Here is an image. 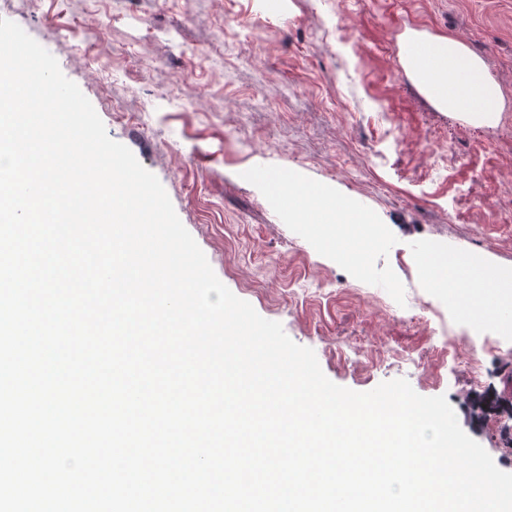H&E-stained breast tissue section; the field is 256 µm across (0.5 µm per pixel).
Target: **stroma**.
<instances>
[{
	"instance_id": "35a3bbf8",
	"label": "stroma",
	"mask_w": 512,
	"mask_h": 512,
	"mask_svg": "<svg viewBox=\"0 0 512 512\" xmlns=\"http://www.w3.org/2000/svg\"><path fill=\"white\" fill-rule=\"evenodd\" d=\"M0 0L57 59L166 190L220 281L312 348L334 383L404 378L446 396L463 431L512 473L490 433L512 412V368L488 355L481 385L438 364L430 329L372 302L376 277L430 299L416 245L512 275V0ZM104 15L87 30L82 18ZM225 29L215 38L217 29ZM454 35L501 87L497 126L436 109L406 74L410 33ZM207 98L191 103L195 92ZM319 184L384 239L369 270L274 212L273 177ZM490 396L492 408L475 400Z\"/></svg>"
}]
</instances>
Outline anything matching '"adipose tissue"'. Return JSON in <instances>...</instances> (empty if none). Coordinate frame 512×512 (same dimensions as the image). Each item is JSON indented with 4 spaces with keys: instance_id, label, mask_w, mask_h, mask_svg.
Here are the masks:
<instances>
[{
    "instance_id": "1",
    "label": "adipose tissue",
    "mask_w": 512,
    "mask_h": 512,
    "mask_svg": "<svg viewBox=\"0 0 512 512\" xmlns=\"http://www.w3.org/2000/svg\"><path fill=\"white\" fill-rule=\"evenodd\" d=\"M435 48L439 62L425 72H413L414 81L432 92L436 107L444 112L460 113L476 126L495 125L504 109L497 82L488 78L483 59L455 36L409 34L402 43L403 58H410L417 46Z\"/></svg>"
}]
</instances>
